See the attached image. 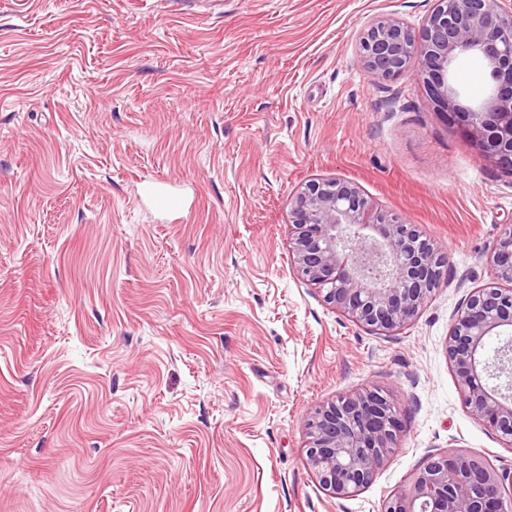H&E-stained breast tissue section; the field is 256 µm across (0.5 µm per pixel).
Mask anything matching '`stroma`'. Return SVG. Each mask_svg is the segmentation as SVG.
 Masks as SVG:
<instances>
[{
	"label": "stroma",
	"instance_id": "stroma-1",
	"mask_svg": "<svg viewBox=\"0 0 512 512\" xmlns=\"http://www.w3.org/2000/svg\"><path fill=\"white\" fill-rule=\"evenodd\" d=\"M434 0H0V512H383L457 446L512 489V447L466 412L445 345L492 279L512 176L430 97L358 61L382 18ZM454 72L465 105L485 61ZM354 183L447 252L404 329L324 303L288 212ZM159 180L183 202L155 207ZM376 386L402 429L376 481L325 494L321 404Z\"/></svg>",
	"mask_w": 512,
	"mask_h": 512
}]
</instances>
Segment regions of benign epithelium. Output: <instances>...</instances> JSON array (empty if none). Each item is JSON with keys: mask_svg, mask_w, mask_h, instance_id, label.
<instances>
[{"mask_svg": "<svg viewBox=\"0 0 512 512\" xmlns=\"http://www.w3.org/2000/svg\"><path fill=\"white\" fill-rule=\"evenodd\" d=\"M483 58L491 93L475 106L459 103L453 63ZM426 76L431 98L465 128L482 156L512 175V0H435L421 32L381 19L360 39L368 72L395 79L411 61ZM293 269L323 301L350 321L376 331L404 328L440 284L447 256L399 218L373 209L351 182L312 180L294 195L288 214ZM494 282L463 301L448 334L446 354L467 413L512 444V350L483 357L486 341L512 327V226L490 252ZM401 424L391 398L371 387L320 405L308 422L306 457L320 487L353 496L377 478L397 443ZM504 475L461 449L431 455L393 494L384 512H512Z\"/></svg>", "mask_w": 512, "mask_h": 512, "instance_id": "7a95c632", "label": "benign epithelium"}]
</instances>
